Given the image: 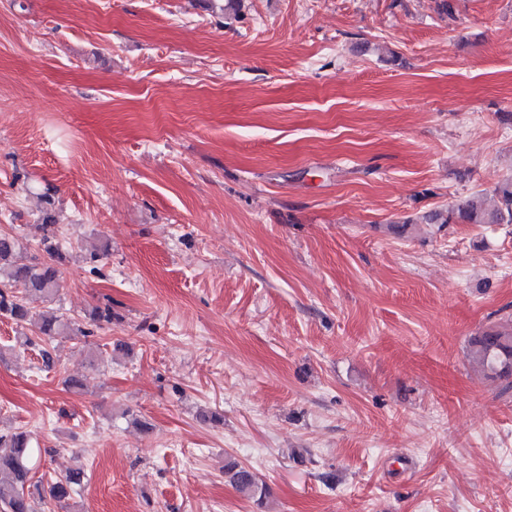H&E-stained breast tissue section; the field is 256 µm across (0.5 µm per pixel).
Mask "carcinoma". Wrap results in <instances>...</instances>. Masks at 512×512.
I'll use <instances>...</instances> for the list:
<instances>
[{
    "instance_id": "1",
    "label": "carcinoma",
    "mask_w": 512,
    "mask_h": 512,
    "mask_svg": "<svg viewBox=\"0 0 512 512\" xmlns=\"http://www.w3.org/2000/svg\"><path fill=\"white\" fill-rule=\"evenodd\" d=\"M417 223L512 224V177L499 183L489 197L473 194L448 210L420 216ZM34 229L48 255V260L39 263L23 260L19 240L0 233V278L10 283V287L0 288V317L9 318L20 327L36 323L40 338L52 339L70 331L84 337L91 335V330L65 318L53 307L38 313L30 307L36 300L47 304L54 301L60 287L59 264L63 260L51 212H45L42 223L34 225ZM472 347L475 359L493 377L503 380L505 387L512 389V328L491 327L474 337ZM31 455L25 432H0V512H37L39 506L72 499L82 486L84 471L80 468L51 482L42 476L34 478ZM224 476L240 492L259 504L264 502L267 488L250 469L231 463L224 468Z\"/></svg>"
}]
</instances>
